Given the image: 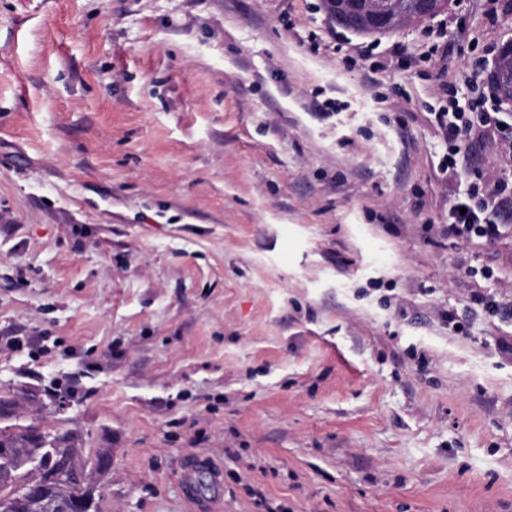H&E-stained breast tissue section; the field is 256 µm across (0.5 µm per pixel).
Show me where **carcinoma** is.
Wrapping results in <instances>:
<instances>
[{"label":"carcinoma","mask_w":512,"mask_h":512,"mask_svg":"<svg viewBox=\"0 0 512 512\" xmlns=\"http://www.w3.org/2000/svg\"><path fill=\"white\" fill-rule=\"evenodd\" d=\"M22 395L0 394V419L20 408ZM79 450L58 445L37 426L0 430V512H91L93 497L85 486Z\"/></svg>","instance_id":"carcinoma-1"}]
</instances>
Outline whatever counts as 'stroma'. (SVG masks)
I'll use <instances>...</instances> for the list:
<instances>
[{
    "label": "stroma",
    "mask_w": 512,
    "mask_h": 512,
    "mask_svg": "<svg viewBox=\"0 0 512 512\" xmlns=\"http://www.w3.org/2000/svg\"><path fill=\"white\" fill-rule=\"evenodd\" d=\"M323 0H0V429L72 437L99 512H512V235H441L512 177V0L384 35ZM489 267L492 279L473 276ZM6 336H40L44 354ZM499 114L502 113L498 107L493 112H481L476 116L469 108L467 112L452 107L451 111L435 113L437 122L446 128L448 134V156L445 160L448 171L456 170L463 160L457 142L465 138L489 136L502 122ZM469 313H476L478 310L489 315H499L503 320H512V307L504 308L498 301L491 295L487 294H474L466 306ZM182 466L186 470L188 479L184 486V498L193 506L192 512H223L224 503L219 493L209 497L202 496L195 482V475L206 470L211 478L212 485L219 488L221 483V469L209 458L198 455H187L182 459Z\"/></svg>",
    "instance_id": "1"
}]
</instances>
